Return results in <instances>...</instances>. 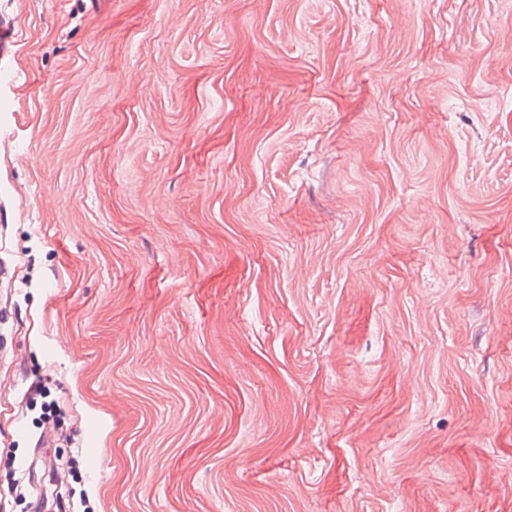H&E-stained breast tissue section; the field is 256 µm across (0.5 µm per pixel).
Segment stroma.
Segmentation results:
<instances>
[{
  "mask_svg": "<svg viewBox=\"0 0 512 512\" xmlns=\"http://www.w3.org/2000/svg\"><path fill=\"white\" fill-rule=\"evenodd\" d=\"M0 15L5 512H512L506 0Z\"/></svg>",
  "mask_w": 512,
  "mask_h": 512,
  "instance_id": "1",
  "label": "stroma"
}]
</instances>
